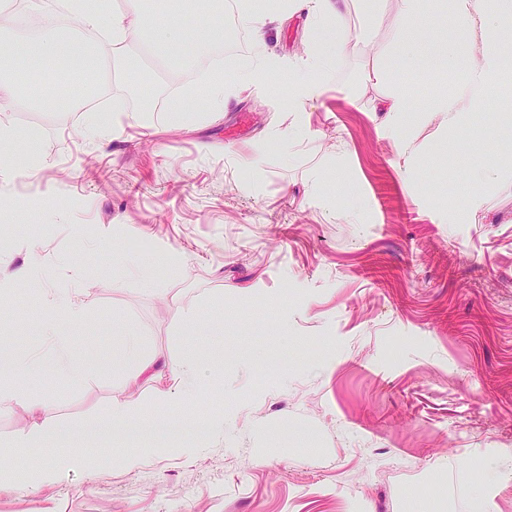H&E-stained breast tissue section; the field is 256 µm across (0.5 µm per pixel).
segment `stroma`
I'll use <instances>...</instances> for the list:
<instances>
[{"instance_id":"stroma-1","label":"stroma","mask_w":512,"mask_h":512,"mask_svg":"<svg viewBox=\"0 0 512 512\" xmlns=\"http://www.w3.org/2000/svg\"><path fill=\"white\" fill-rule=\"evenodd\" d=\"M374 7L377 32L303 103L229 73L223 111H141L145 87L182 95L206 67L192 41L188 67L149 64L137 22L98 65L117 101L108 140L89 138L87 110L0 101V124L40 145L0 168V249L35 266L0 284V359L31 364L0 372V395L22 396L0 413V457L42 422L62 434L33 460L101 457L0 492V512H512V71L471 122L427 112L402 136L375 104L396 85L427 102L472 60L440 57L459 38L450 0L410 21L435 30L409 67L391 54L400 0ZM312 36L304 17L275 19L265 55L288 68ZM489 165L493 181L471 182ZM53 296L84 309L62 327L79 383L44 338ZM131 332L148 360L193 350L222 439L193 451L142 433L122 447L140 468L115 457L97 432L113 401L152 405L173 385L165 371L119 386ZM100 457L90 451L78 449L62 453L48 462H38L26 474V479L42 484H56L76 470L95 468Z\"/></svg>"}]
</instances>
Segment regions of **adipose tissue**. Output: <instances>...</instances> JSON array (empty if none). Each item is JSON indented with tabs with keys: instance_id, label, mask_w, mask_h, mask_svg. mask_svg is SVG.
<instances>
[{
	"instance_id": "1",
	"label": "adipose tissue",
	"mask_w": 512,
	"mask_h": 512,
	"mask_svg": "<svg viewBox=\"0 0 512 512\" xmlns=\"http://www.w3.org/2000/svg\"><path fill=\"white\" fill-rule=\"evenodd\" d=\"M75 0H35L33 7L40 13V30L36 36H20L13 41L8 54L22 59L27 66L49 70L59 59H71L80 69L92 66L93 60L83 47L67 40L60 23L69 21L79 30L97 31L107 29L113 42L123 41L130 32L131 21L146 23L154 31V47L172 62L181 59L180 46L184 40L192 38L198 41L201 50H208L221 37L224 27L215 23L194 29L172 24L169 11L148 12L145 0H126L125 10L111 14L108 18L92 11L76 8ZM350 0H284L282 10L288 14H305L307 20L320 22L336 21V33L331 40L314 38L311 59L297 62L289 68L266 70L264 77L268 83H287L289 91L296 100L313 98L318 87L309 77L312 60L321 61L332 58L349 43H362L363 34H351L343 23L349 11ZM452 26L465 34L478 38L483 47L481 63L473 68L464 88L456 93H439L430 103L433 112H444L449 122H456L463 113L482 111L488 91L494 87L501 72L512 67V53L506 52L500 45L501 33L512 30V0H453L451 16ZM227 87L222 77L211 76L192 90L190 96L173 98L168 103L172 112L190 111L191 101L202 102L206 111L220 112L224 109ZM50 314L46 320L45 333L50 337L56 354V367L68 374L74 381H81V372L73 367L68 356V341L59 335V324L63 321L76 322L82 318L81 308L71 300L49 301ZM177 374L176 387L163 394L160 404L146 408L135 401H126L112 406L108 416L109 423L121 425L130 418H137L148 427L158 426L166 408L182 409L191 405L200 385L199 369L189 354H181L175 362ZM100 458L97 454L83 450H73L56 456L48 462L37 463L26 475L27 480L43 484L60 482L69 473L96 467Z\"/></svg>"
}]
</instances>
